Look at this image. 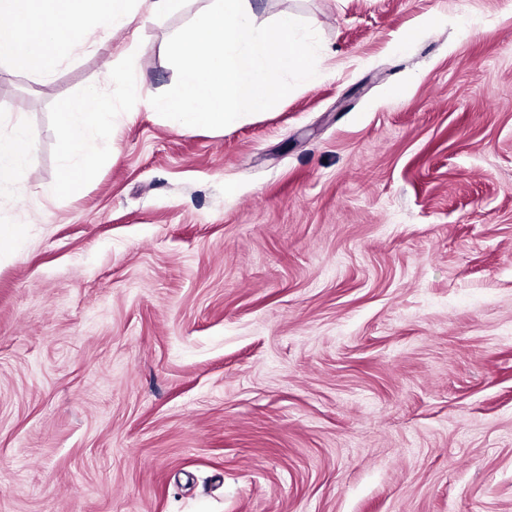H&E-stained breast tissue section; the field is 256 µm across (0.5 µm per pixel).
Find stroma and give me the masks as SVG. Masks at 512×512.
I'll use <instances>...</instances> for the list:
<instances>
[{
    "mask_svg": "<svg viewBox=\"0 0 512 512\" xmlns=\"http://www.w3.org/2000/svg\"><path fill=\"white\" fill-rule=\"evenodd\" d=\"M251 2L317 75L221 130L142 104L212 0L0 69V512H512V0ZM112 112V101L96 98L67 100L61 104L58 124L68 174L51 188L53 194L68 195L77 189L99 151L92 131L104 126ZM26 141L22 127H17L10 136H0V184L15 180L28 165Z\"/></svg>",
    "mask_w": 512,
    "mask_h": 512,
    "instance_id": "obj_1",
    "label": "stroma"
}]
</instances>
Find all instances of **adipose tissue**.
<instances>
[{
	"instance_id": "1",
	"label": "adipose tissue",
	"mask_w": 512,
	"mask_h": 512,
	"mask_svg": "<svg viewBox=\"0 0 512 512\" xmlns=\"http://www.w3.org/2000/svg\"><path fill=\"white\" fill-rule=\"evenodd\" d=\"M0 15L13 22L10 28H0V67L18 63L37 78L54 73L65 46L91 36L110 37L134 18L131 0H0ZM112 112L108 100L61 104L58 124L68 173L53 186V194L67 195L77 189L99 151L92 132L104 126ZM28 162L23 128L0 136V184L15 180Z\"/></svg>"
}]
</instances>
